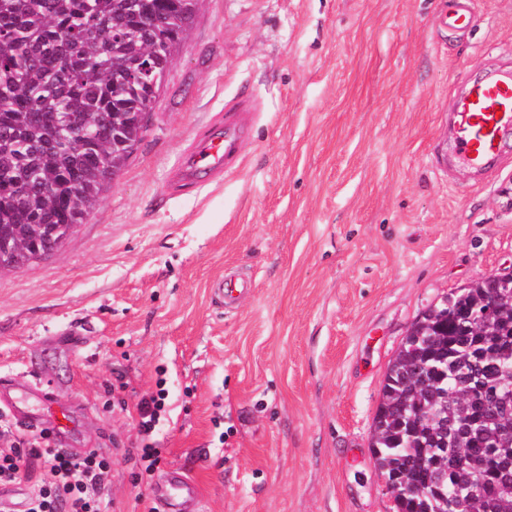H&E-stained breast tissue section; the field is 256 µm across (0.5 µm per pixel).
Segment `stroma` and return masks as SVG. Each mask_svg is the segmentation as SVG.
<instances>
[{
    "instance_id": "obj_1",
    "label": "stroma",
    "mask_w": 512,
    "mask_h": 512,
    "mask_svg": "<svg viewBox=\"0 0 512 512\" xmlns=\"http://www.w3.org/2000/svg\"><path fill=\"white\" fill-rule=\"evenodd\" d=\"M447 2L199 0L125 168L54 252L0 272V450L45 432L110 457L108 512H147L176 465L202 512H396L370 448L388 366L429 305L512 269V141L478 171L450 124L512 71V0H470L465 31ZM245 96L240 167L184 178ZM232 271L254 290L228 310L211 284ZM160 380L148 473L134 406Z\"/></svg>"
}]
</instances>
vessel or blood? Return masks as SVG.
<instances>
[{
	"instance_id": "b4317fda",
	"label": "vessel or blood",
	"mask_w": 512,
	"mask_h": 512,
	"mask_svg": "<svg viewBox=\"0 0 512 512\" xmlns=\"http://www.w3.org/2000/svg\"><path fill=\"white\" fill-rule=\"evenodd\" d=\"M254 120L247 102L224 110V128L208 134L201 149L191 151L183 165L187 174L207 170L219 174L241 156ZM454 149L457 156L474 168L487 167L512 137V73L488 76L474 83L456 103ZM253 282L240 276L215 280L212 292L225 306L251 293ZM155 498L166 512H200L202 497L197 483L183 469H171L164 484L156 489Z\"/></svg>"
}]
</instances>
